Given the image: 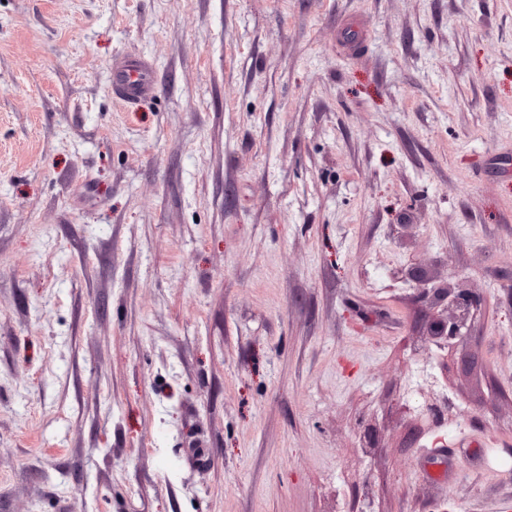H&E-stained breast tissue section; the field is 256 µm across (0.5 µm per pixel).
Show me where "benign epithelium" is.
I'll return each instance as SVG.
<instances>
[{"label":"benign epithelium","instance_id":"1","mask_svg":"<svg viewBox=\"0 0 512 512\" xmlns=\"http://www.w3.org/2000/svg\"><path fill=\"white\" fill-rule=\"evenodd\" d=\"M447 302L451 313L430 323L429 342L437 346L465 348L469 338V321L475 310L483 304V298L466 288H440L436 303ZM455 405L449 397L424 402L419 415L426 417L433 426H440L445 417L453 416Z\"/></svg>","mask_w":512,"mask_h":512}]
</instances>
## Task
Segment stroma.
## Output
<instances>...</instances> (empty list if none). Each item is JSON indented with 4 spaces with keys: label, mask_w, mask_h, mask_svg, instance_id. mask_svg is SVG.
<instances>
[{
    "label": "stroma",
    "mask_w": 512,
    "mask_h": 512,
    "mask_svg": "<svg viewBox=\"0 0 512 512\" xmlns=\"http://www.w3.org/2000/svg\"><path fill=\"white\" fill-rule=\"evenodd\" d=\"M367 499L512 512V0H0V512ZM112 70L115 74V93L120 101L134 103L154 94L155 81L145 59L133 55L124 56L112 64ZM436 303L447 302L446 317L430 323L429 342L437 346L464 350L469 338V321L475 310L484 302L483 298L466 288H438ZM448 304L451 313L448 314ZM456 405L448 397H441L440 399H434L424 402V404L418 409L420 416H425L429 421L430 425L441 426L445 422V416H448V420L453 416V412Z\"/></svg>",
    "instance_id": "1"
}]
</instances>
